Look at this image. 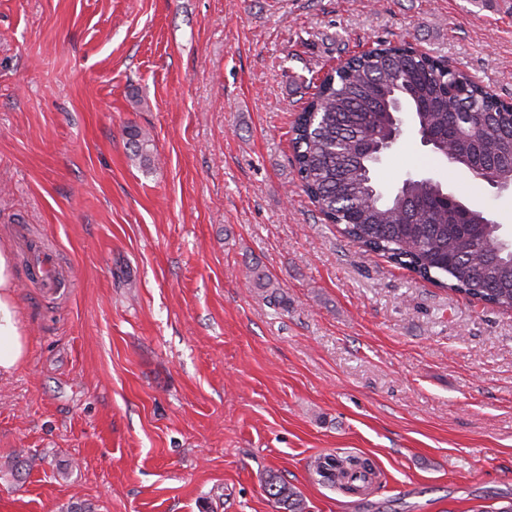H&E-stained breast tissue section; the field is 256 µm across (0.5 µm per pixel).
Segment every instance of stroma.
I'll list each match as a JSON object with an SVG mask.
<instances>
[{
    "instance_id": "1",
    "label": "stroma",
    "mask_w": 512,
    "mask_h": 512,
    "mask_svg": "<svg viewBox=\"0 0 512 512\" xmlns=\"http://www.w3.org/2000/svg\"><path fill=\"white\" fill-rule=\"evenodd\" d=\"M379 41L512 100V0H0V244L28 340L0 379V512H281L272 476L305 512L512 505V312L365 254L292 163L309 80ZM409 174L512 239V190L408 129L374 180ZM21 225L59 293L26 282ZM324 454L376 483H318ZM341 465V478L337 481L334 480L333 484H339L343 486L346 490H353L351 487H347V484L350 482L349 480H345L349 471L361 472L363 476L371 474L373 464L368 458H360V457H351L338 460ZM268 493L275 499L276 503L282 505L286 512H304L305 502L300 494L293 487L277 482L275 478L268 481Z\"/></svg>"
}]
</instances>
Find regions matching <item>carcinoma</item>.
<instances>
[{"mask_svg":"<svg viewBox=\"0 0 512 512\" xmlns=\"http://www.w3.org/2000/svg\"><path fill=\"white\" fill-rule=\"evenodd\" d=\"M410 114L412 123L441 134L455 130L450 165L469 171L473 158H496V179L512 184V102L490 96L472 76L441 57L404 43L380 42L349 57L340 70H325L291 126L293 165L300 186L327 224L368 253L382 255L419 278L504 311H512V242L485 212L458 211L460 198L431 178L407 177L402 195L373 191L374 146L392 127L391 114ZM135 155L151 161L150 139L129 133ZM255 287L280 292L258 265ZM345 487L349 472L368 475V458L339 460ZM268 493L286 512H305L294 488L271 479Z\"/></svg>","mask_w":512,"mask_h":512,"instance_id":"obj_1","label":"carcinoma"}]
</instances>
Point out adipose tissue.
Listing matches in <instances>:
<instances>
[{"instance_id":"1","label":"adipose tissue","mask_w":512,"mask_h":512,"mask_svg":"<svg viewBox=\"0 0 512 512\" xmlns=\"http://www.w3.org/2000/svg\"><path fill=\"white\" fill-rule=\"evenodd\" d=\"M14 266L8 245H0V377L15 372L27 356V340L13 294Z\"/></svg>"}]
</instances>
